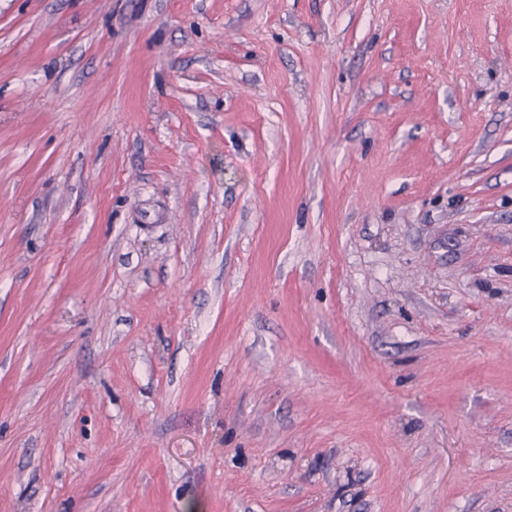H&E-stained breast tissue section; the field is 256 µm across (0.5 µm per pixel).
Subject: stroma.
<instances>
[{
	"mask_svg": "<svg viewBox=\"0 0 512 512\" xmlns=\"http://www.w3.org/2000/svg\"><path fill=\"white\" fill-rule=\"evenodd\" d=\"M512 512V0H0V512Z\"/></svg>",
	"mask_w": 512,
	"mask_h": 512,
	"instance_id": "obj_1",
	"label": "stroma"
}]
</instances>
